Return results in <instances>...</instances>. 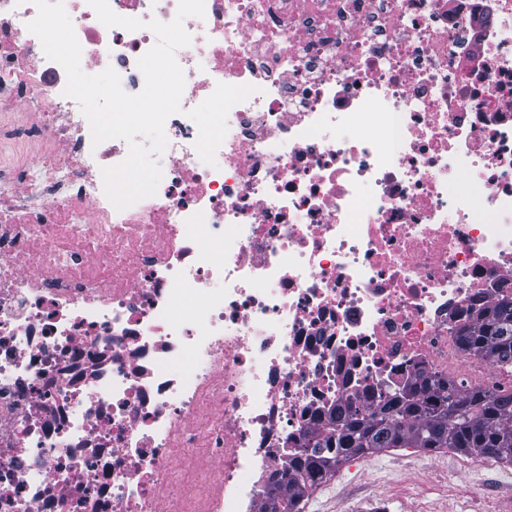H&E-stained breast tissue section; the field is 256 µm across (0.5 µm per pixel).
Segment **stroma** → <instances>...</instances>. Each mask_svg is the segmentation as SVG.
Listing matches in <instances>:
<instances>
[{
    "label": "stroma",
    "mask_w": 512,
    "mask_h": 512,
    "mask_svg": "<svg viewBox=\"0 0 512 512\" xmlns=\"http://www.w3.org/2000/svg\"><path fill=\"white\" fill-rule=\"evenodd\" d=\"M368 474L375 499L361 500L347 471L339 488L312 494L308 512H415L420 499L443 487L452 491L448 512H501L512 496V473L486 470L475 457L443 449L391 448L372 455Z\"/></svg>",
    "instance_id": "obj_1"
}]
</instances>
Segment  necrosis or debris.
<instances>
[{
	"label": "necrosis or debris",
	"mask_w": 512,
	"mask_h": 512,
	"mask_svg": "<svg viewBox=\"0 0 512 512\" xmlns=\"http://www.w3.org/2000/svg\"><path fill=\"white\" fill-rule=\"evenodd\" d=\"M204 4L157 191L119 211L128 143L0 0V512H266L335 407L512 389L455 335L512 296V0ZM63 5L83 72L141 92L155 34ZM221 83L255 91L210 165L187 112Z\"/></svg>",
	"instance_id": "obj_1"
}]
</instances>
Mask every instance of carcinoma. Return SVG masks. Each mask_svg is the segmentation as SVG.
I'll return each instance as SVG.
<instances>
[{
    "mask_svg": "<svg viewBox=\"0 0 512 512\" xmlns=\"http://www.w3.org/2000/svg\"><path fill=\"white\" fill-rule=\"evenodd\" d=\"M458 336L494 367H512V297L478 311ZM389 448L448 449L512 463V391L465 389L420 374L380 393L368 410L340 405L327 432L293 457L268 491L267 512H302V502L350 458Z\"/></svg>",
    "mask_w": 512,
    "mask_h": 512,
    "instance_id": "1",
    "label": "carcinoma"
}]
</instances>
